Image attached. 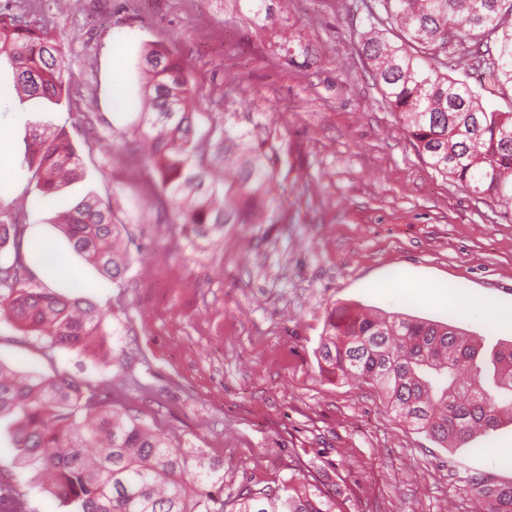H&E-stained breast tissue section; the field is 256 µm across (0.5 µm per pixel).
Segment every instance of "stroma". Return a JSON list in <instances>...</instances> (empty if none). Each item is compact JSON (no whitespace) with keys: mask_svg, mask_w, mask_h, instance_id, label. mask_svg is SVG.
Listing matches in <instances>:
<instances>
[{"mask_svg":"<svg viewBox=\"0 0 512 512\" xmlns=\"http://www.w3.org/2000/svg\"><path fill=\"white\" fill-rule=\"evenodd\" d=\"M64 36L68 96L0 106V138L23 158L33 125L65 127L83 175L49 202L30 172L0 180V213L55 242L78 281L33 261L32 286L89 297L104 312L107 363L50 345L0 319V360L64 374L167 433L224 498L303 470L342 512H476L474 479L512 483V424L442 447L401 422L367 385L322 374L330 310L358 305L450 322L483 355L512 344V215L435 171L403 132L359 53L370 0H14ZM166 47L193 91L195 138L226 127L279 148L276 203L263 224L188 237L167 224L132 128L144 107L142 51ZM307 47V66L287 63ZM444 71L488 105L512 86L484 84L460 55ZM93 194L130 231L122 283L75 253L58 216ZM94 283L93 291L80 281ZM431 288L408 298L402 289ZM499 314L489 323L486 312ZM0 479L30 512H70L32 480L0 419Z\"/></svg>","mask_w":512,"mask_h":512,"instance_id":"obj_1","label":"stroma"}]
</instances>
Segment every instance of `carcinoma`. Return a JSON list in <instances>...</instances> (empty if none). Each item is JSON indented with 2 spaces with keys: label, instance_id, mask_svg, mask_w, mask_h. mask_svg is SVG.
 <instances>
[{
  "label": "carcinoma",
  "instance_id": "obj_1",
  "mask_svg": "<svg viewBox=\"0 0 512 512\" xmlns=\"http://www.w3.org/2000/svg\"><path fill=\"white\" fill-rule=\"evenodd\" d=\"M399 30L391 41L370 27L360 41L372 77L408 138L438 172L475 195L512 205V111L489 108L467 83L439 69V55L461 49L488 85H512V0H376ZM10 62L17 95L60 100L65 88L61 40L44 26L0 12V58ZM149 111L134 134L151 140L161 195L183 232L207 237L226 224H259L275 202L277 148L224 129L210 161L193 143V90L165 49L145 52ZM22 165L41 198L81 171L64 130L35 127ZM59 228L102 276L120 282L129 257L127 225L111 204L86 196ZM25 226L0 220V317L49 344L95 350L104 315L92 301L33 288L23 252ZM480 346L460 328L398 313L347 308L331 313L319 347L320 372L375 388L409 426L440 443L462 445L512 421V344L494 352L495 389L477 365ZM14 417V448L35 461L34 477L74 512H224L190 471L181 449L138 417L98 400L76 381L18 371L0 361V418ZM482 512H512V484L475 483ZM0 512H28L16 486L0 482ZM229 512H341L336 500L299 474L277 488H246Z\"/></svg>",
  "mask_w": 512,
  "mask_h": 512
}]
</instances>
